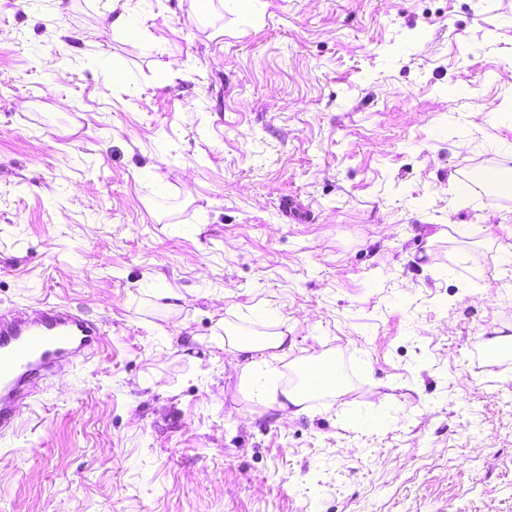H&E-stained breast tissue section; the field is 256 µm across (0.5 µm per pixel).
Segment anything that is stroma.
I'll list each match as a JSON object with an SVG mask.
<instances>
[{
    "label": "stroma",
    "instance_id": "1",
    "mask_svg": "<svg viewBox=\"0 0 512 512\" xmlns=\"http://www.w3.org/2000/svg\"><path fill=\"white\" fill-rule=\"evenodd\" d=\"M111 7L0 0V314L105 329L0 435V512H512V194L470 187L512 149V0ZM265 311L285 384L330 354L342 395L240 391L220 325ZM112 3L111 14L104 16L100 21L99 33L101 35L125 34L128 37L134 35L135 28L126 10L122 7L120 12H116L119 0H114Z\"/></svg>",
    "mask_w": 512,
    "mask_h": 512
}]
</instances>
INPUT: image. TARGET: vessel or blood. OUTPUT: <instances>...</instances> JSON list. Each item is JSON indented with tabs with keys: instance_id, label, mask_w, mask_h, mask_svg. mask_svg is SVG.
Here are the masks:
<instances>
[{
	"instance_id": "vessel-or-blood-1",
	"label": "vessel or blood",
	"mask_w": 512,
	"mask_h": 512,
	"mask_svg": "<svg viewBox=\"0 0 512 512\" xmlns=\"http://www.w3.org/2000/svg\"><path fill=\"white\" fill-rule=\"evenodd\" d=\"M102 336L98 324L65 305L1 315L0 434L13 430L33 380L63 369Z\"/></svg>"
}]
</instances>
